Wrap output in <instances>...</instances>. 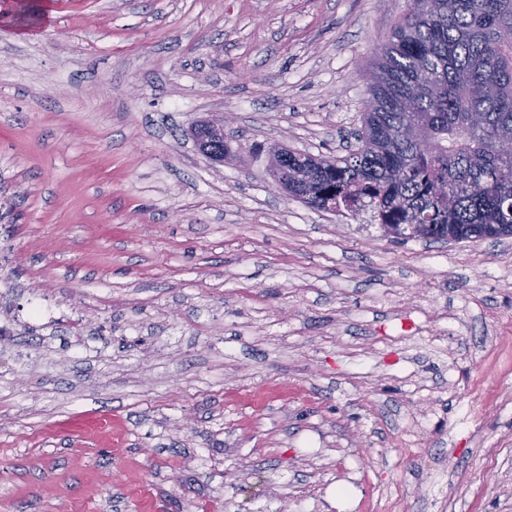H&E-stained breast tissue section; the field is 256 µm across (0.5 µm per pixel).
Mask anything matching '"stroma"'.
Masks as SVG:
<instances>
[{
	"mask_svg": "<svg viewBox=\"0 0 512 512\" xmlns=\"http://www.w3.org/2000/svg\"><path fill=\"white\" fill-rule=\"evenodd\" d=\"M48 3L0 16V512H512V237L266 173L354 148L407 0ZM197 127V143L206 151L217 164H224V153L228 149L229 141L220 142L216 145V151L224 153H215L211 151L210 143L213 136H221L224 133V117L221 119L205 121L203 124L195 125Z\"/></svg>",
	"mask_w": 512,
	"mask_h": 512,
	"instance_id": "1",
	"label": "stroma"
}]
</instances>
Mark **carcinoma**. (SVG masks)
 <instances>
[{
  "instance_id": "carcinoma-1",
  "label": "carcinoma",
  "mask_w": 512,
  "mask_h": 512,
  "mask_svg": "<svg viewBox=\"0 0 512 512\" xmlns=\"http://www.w3.org/2000/svg\"><path fill=\"white\" fill-rule=\"evenodd\" d=\"M357 151L309 169L288 193L314 209L369 207L403 240L512 236V0H408L378 48ZM432 141L424 149L419 139Z\"/></svg>"
}]
</instances>
